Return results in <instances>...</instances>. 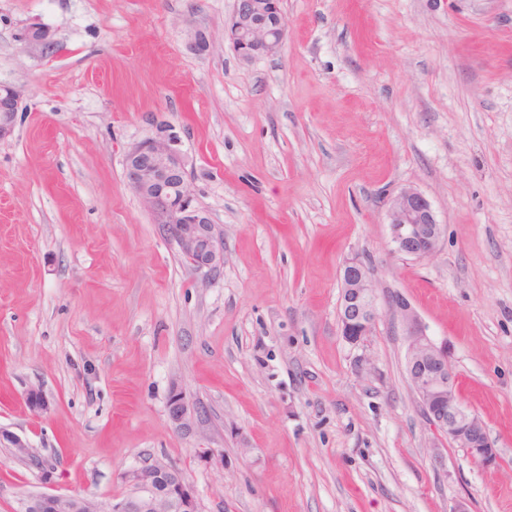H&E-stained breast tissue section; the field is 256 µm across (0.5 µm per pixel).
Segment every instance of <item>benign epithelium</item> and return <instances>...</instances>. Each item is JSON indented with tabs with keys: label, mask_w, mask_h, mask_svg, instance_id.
<instances>
[{
	"label": "benign epithelium",
	"mask_w": 512,
	"mask_h": 512,
	"mask_svg": "<svg viewBox=\"0 0 512 512\" xmlns=\"http://www.w3.org/2000/svg\"><path fill=\"white\" fill-rule=\"evenodd\" d=\"M285 16L281 0H234L232 14L224 23L228 40L240 60L277 54L284 43ZM188 45L198 55L209 51L212 35L193 23L187 25ZM21 41L27 46L48 48L49 30L39 24L27 26ZM21 99L20 90L0 84V141L13 130ZM124 174L153 223L176 241L182 257L194 268L215 273L224 268V242L216 234L208 212L194 203L195 189L174 137L160 132L133 144L125 154ZM393 254L420 260L438 249L442 236L430 201L415 189L401 190L388 207ZM387 310L399 318L407 340L406 374L426 420L448 442L466 451L483 468L497 466L499 454L480 416L459 398L456 375L449 360L448 345L436 343L409 300L393 292L385 300ZM379 317L378 298L369 267L358 258L344 264L339 310L341 335L358 345L372 332ZM30 412L49 410V400L40 388L25 395ZM199 408L175 389L167 402V414L176 429L191 428ZM0 446L14 458L25 461L52 480L53 471L35 453L29 441L0 429ZM129 490L120 497L93 501L81 494L42 492L29 497L25 512H200L192 486L182 472L168 464L145 462L130 471Z\"/></svg>",
	"instance_id": "benign-epithelium-1"
}]
</instances>
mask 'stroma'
<instances>
[{"instance_id":"35a3bbf8","label":"stroma","mask_w":512,"mask_h":512,"mask_svg":"<svg viewBox=\"0 0 512 512\" xmlns=\"http://www.w3.org/2000/svg\"><path fill=\"white\" fill-rule=\"evenodd\" d=\"M232 8L0 0V83L22 96L0 141V427L55 469L44 484L0 447V512L122 495L148 461L202 512H512V0H284L282 50L250 63L224 40ZM32 23L52 48L20 42ZM160 131L224 237L219 273L125 181L126 150ZM405 188L442 226L422 260L390 252ZM354 256L447 343L496 467L427 424L395 317L344 340ZM175 387L192 432L168 418ZM188 45L198 55L209 51L212 35L203 27L189 23L186 28Z\"/></svg>"}]
</instances>
